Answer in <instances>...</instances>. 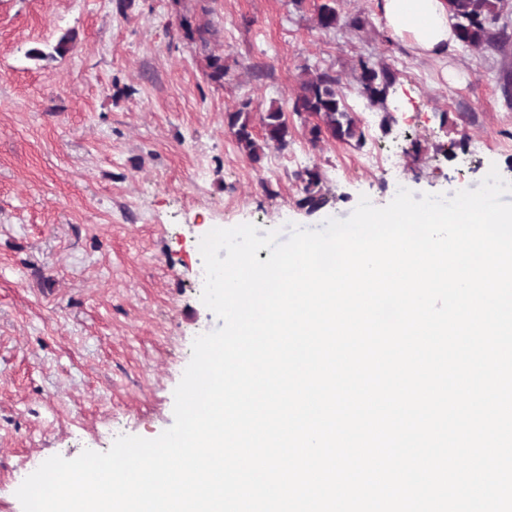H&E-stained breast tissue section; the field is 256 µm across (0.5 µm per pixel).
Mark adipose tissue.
<instances>
[{
    "mask_svg": "<svg viewBox=\"0 0 512 512\" xmlns=\"http://www.w3.org/2000/svg\"><path fill=\"white\" fill-rule=\"evenodd\" d=\"M381 9L389 35L420 55L444 56L455 39L447 0H382Z\"/></svg>",
    "mask_w": 512,
    "mask_h": 512,
    "instance_id": "1",
    "label": "adipose tissue"
}]
</instances>
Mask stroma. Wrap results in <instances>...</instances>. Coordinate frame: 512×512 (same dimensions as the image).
I'll use <instances>...</instances> for the list:
<instances>
[{
  "label": "stroma",
  "mask_w": 512,
  "mask_h": 512,
  "mask_svg": "<svg viewBox=\"0 0 512 512\" xmlns=\"http://www.w3.org/2000/svg\"><path fill=\"white\" fill-rule=\"evenodd\" d=\"M0 0V512L48 458L158 437L194 339L223 322L201 300V238L224 224L321 229L361 197L377 207L512 182L506 51L451 45L445 62L385 30L380 0ZM208 28L186 37L182 21ZM65 36L73 48L53 49ZM41 50L34 58L32 50ZM222 57L223 84L208 77ZM395 77L386 107L361 95L359 59ZM457 73L445 81L442 67ZM329 71L363 141L311 143L292 106ZM282 107L287 150L252 163L224 122ZM393 168L364 170L365 152ZM323 203L300 207L305 170Z\"/></svg>",
  "instance_id": "1"
}]
</instances>
